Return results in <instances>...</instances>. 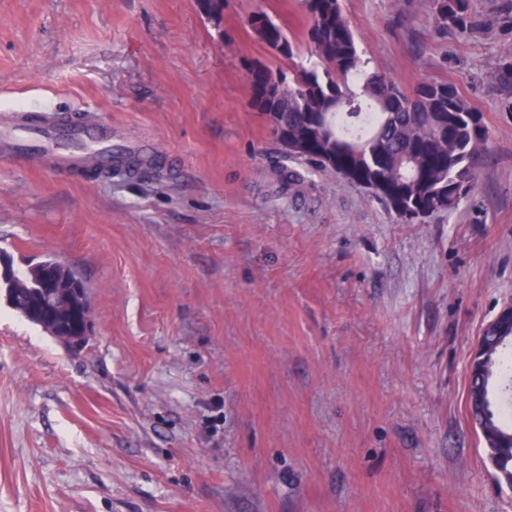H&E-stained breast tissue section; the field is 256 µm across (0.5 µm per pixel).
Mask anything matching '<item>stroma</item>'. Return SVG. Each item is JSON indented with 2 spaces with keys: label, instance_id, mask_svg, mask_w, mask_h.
I'll return each instance as SVG.
<instances>
[{
  "label": "stroma",
  "instance_id": "obj_1",
  "mask_svg": "<svg viewBox=\"0 0 512 512\" xmlns=\"http://www.w3.org/2000/svg\"><path fill=\"white\" fill-rule=\"evenodd\" d=\"M372 67L453 84L488 150L452 212L404 224L313 169L299 195L251 106L300 0H0V115L89 116L159 173L63 176L0 154V250L89 290L79 352L0 294V512H512L472 426L469 364L512 301V0L482 36L429 0H341Z\"/></svg>",
  "mask_w": 512,
  "mask_h": 512
}]
</instances>
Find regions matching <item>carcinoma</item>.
<instances>
[{"instance_id":"obj_1","label":"carcinoma","mask_w":512,"mask_h":512,"mask_svg":"<svg viewBox=\"0 0 512 512\" xmlns=\"http://www.w3.org/2000/svg\"><path fill=\"white\" fill-rule=\"evenodd\" d=\"M302 0L304 40L317 62L299 61L300 47L268 13L251 23L260 40L289 61L288 71L265 65L250 71L252 106L265 118L281 146L276 168L288 187L304 179L291 162L310 163L359 185L382 199L405 224L422 223L450 212L465 198L488 149V131L475 108L448 82L425 79L402 91L364 58L340 0ZM441 30L481 32L490 22L476 16L470 0H431ZM71 276L49 259L24 272L16 310L38 300L31 289L40 275ZM499 381L500 392L486 408L485 422L512 436V350L499 349L486 369L485 388Z\"/></svg>"}]
</instances>
